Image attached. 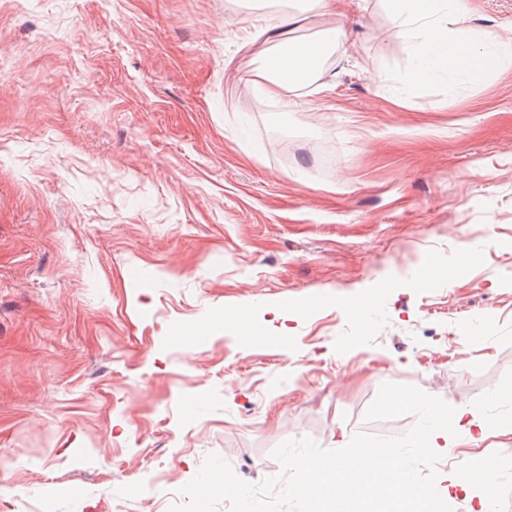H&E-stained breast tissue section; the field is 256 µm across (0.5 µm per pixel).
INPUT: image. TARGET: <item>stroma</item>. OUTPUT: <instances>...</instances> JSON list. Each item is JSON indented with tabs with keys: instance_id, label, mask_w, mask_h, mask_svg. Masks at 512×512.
<instances>
[{
	"instance_id": "obj_1",
	"label": "stroma",
	"mask_w": 512,
	"mask_h": 512,
	"mask_svg": "<svg viewBox=\"0 0 512 512\" xmlns=\"http://www.w3.org/2000/svg\"><path fill=\"white\" fill-rule=\"evenodd\" d=\"M275 23L346 48L260 112ZM412 66L385 0H0V512H307L295 460L346 443L496 460L512 512V434L421 454L387 403L512 421V64Z\"/></svg>"
}]
</instances>
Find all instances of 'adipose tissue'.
Here are the masks:
<instances>
[{"instance_id":"ef3b65f1","label":"adipose tissue","mask_w":512,"mask_h":512,"mask_svg":"<svg viewBox=\"0 0 512 512\" xmlns=\"http://www.w3.org/2000/svg\"><path fill=\"white\" fill-rule=\"evenodd\" d=\"M395 20L396 32L404 39H414L417 63L413 77L429 82L440 75H462L470 83L483 82L489 75L512 62V38L498 41L495 49L480 48L467 26L469 8L466 0H387ZM337 30H329L317 42L288 38L275 45V57L265 70L256 74L254 82L273 99L285 92L310 84L324 52L335 46ZM397 406L414 405L424 426L420 441L426 447L444 452L463 440L484 434L488 423L470 407L456 406L452 417L437 415L431 397H396ZM301 477L295 491L307 499L310 512H354L368 508L379 490L392 496L397 512H445L449 497L468 493L473 484L484 481L492 473L491 463L473 460L471 468L455 469L446 485L430 492L428 497L411 499L402 487L409 474L403 455L388 458L358 457L302 458L296 461ZM335 484L343 488V501L334 504L328 497L312 495V486Z\"/></svg>"}]
</instances>
